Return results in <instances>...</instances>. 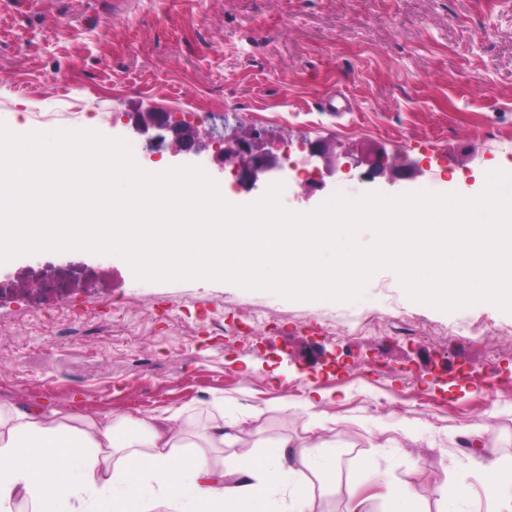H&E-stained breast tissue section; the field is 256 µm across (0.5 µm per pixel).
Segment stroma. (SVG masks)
I'll return each mask as SVG.
<instances>
[{
    "label": "stroma",
    "instance_id": "stroma-1",
    "mask_svg": "<svg viewBox=\"0 0 512 512\" xmlns=\"http://www.w3.org/2000/svg\"><path fill=\"white\" fill-rule=\"evenodd\" d=\"M345 96L347 112L325 97ZM171 112L202 137L247 134L302 158L320 139L357 168L320 191L289 173L281 198L306 213L335 195L439 185L480 193L512 172V0H0V122L18 134L95 130L134 141L130 113ZM385 149L414 179L362 180ZM145 170L197 165L236 195L211 151L141 147ZM72 265L96 290L26 291ZM0 402L62 415L142 417L224 398L245 447L280 436L332 440L342 464L314 512H343L359 458L445 512L473 474L464 512H490L486 467L512 464V314L489 303L444 312L412 301L389 270L352 302L292 301L209 280H137L113 255H22L0 264ZM412 331L397 334L398 320ZM314 398L323 428L306 430ZM445 496L452 503L465 504L470 497L469 475L466 472L458 473L446 486Z\"/></svg>",
    "mask_w": 512,
    "mask_h": 512
}]
</instances>
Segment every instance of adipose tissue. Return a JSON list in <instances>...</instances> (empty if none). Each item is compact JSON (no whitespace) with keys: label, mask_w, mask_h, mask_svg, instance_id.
<instances>
[{"label":"adipose tissue","mask_w":512,"mask_h":512,"mask_svg":"<svg viewBox=\"0 0 512 512\" xmlns=\"http://www.w3.org/2000/svg\"><path fill=\"white\" fill-rule=\"evenodd\" d=\"M215 415L189 425L183 410L147 417L63 416L0 404V512L17 502L31 512H274V495L291 496V512H313L311 480L328 484L341 454L326 440L265 443L261 456L214 464L208 449L236 446L234 424ZM186 449L176 458V449ZM344 512H371L369 489L384 486L385 512H418L412 487L384 481L371 460L357 463Z\"/></svg>","instance_id":"1"}]
</instances>
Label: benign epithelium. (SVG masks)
<instances>
[{
  "mask_svg": "<svg viewBox=\"0 0 512 512\" xmlns=\"http://www.w3.org/2000/svg\"><path fill=\"white\" fill-rule=\"evenodd\" d=\"M133 131L141 136L152 130H163L170 134L180 149L195 153L204 149L200 144L198 131L175 119L169 112H138L132 123ZM210 145L217 158L232 167L236 183L247 190L256 186L257 182L270 173H287L288 157H278L257 149L253 137H241L231 141H212ZM306 154L303 158L305 172L314 176L317 187H326L325 178L332 177L337 170H347L353 164L340 163L336 152L326 142L309 141L303 146ZM368 174L366 179L372 181L377 177L394 173L391 157L383 150H378L367 160Z\"/></svg>",
  "mask_w": 512,
  "mask_h": 512,
  "instance_id": "obj_1",
  "label": "benign epithelium"
}]
</instances>
